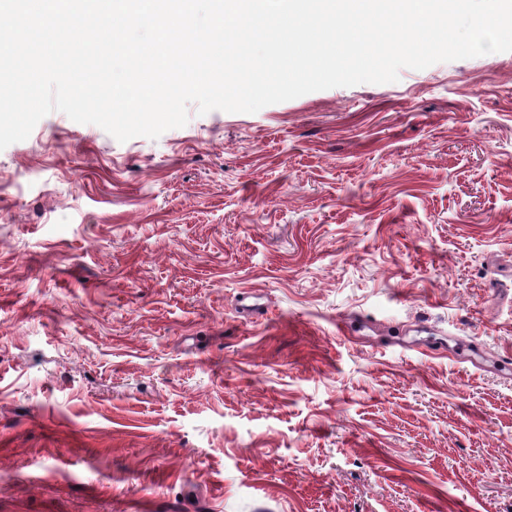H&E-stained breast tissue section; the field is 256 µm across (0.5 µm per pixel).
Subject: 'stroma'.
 Listing matches in <instances>:
<instances>
[{
  "mask_svg": "<svg viewBox=\"0 0 512 512\" xmlns=\"http://www.w3.org/2000/svg\"><path fill=\"white\" fill-rule=\"evenodd\" d=\"M505 355L512 52L0 151V512H512Z\"/></svg>",
  "mask_w": 512,
  "mask_h": 512,
  "instance_id": "35a3bbf8",
  "label": "stroma"
}]
</instances>
